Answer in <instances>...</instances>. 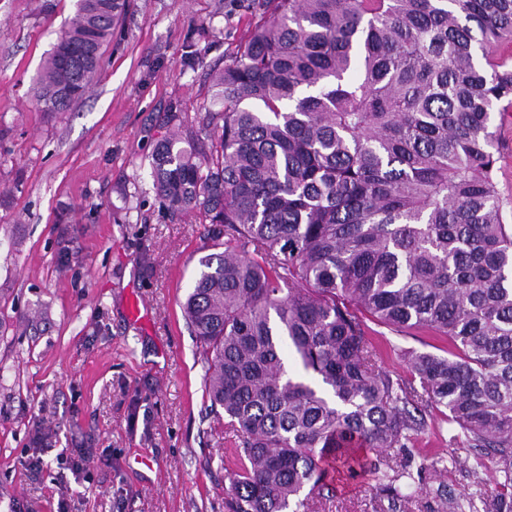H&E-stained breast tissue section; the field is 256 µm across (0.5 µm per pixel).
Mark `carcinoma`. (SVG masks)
I'll list each match as a JSON object with an SVG mask.
<instances>
[{"label":"carcinoma","mask_w":512,"mask_h":512,"mask_svg":"<svg viewBox=\"0 0 512 512\" xmlns=\"http://www.w3.org/2000/svg\"><path fill=\"white\" fill-rule=\"evenodd\" d=\"M212 77L209 149L174 132L153 189L210 224L184 316L235 433L231 512H303L329 472L377 473L404 512L428 408L448 411L512 512V226L490 113L512 108V0H267ZM128 0H75L34 94L66 112L98 78ZM428 330L420 387L373 363L363 317ZM290 350L299 370L283 362Z\"/></svg>","instance_id":"cac0c4a2"}]
</instances>
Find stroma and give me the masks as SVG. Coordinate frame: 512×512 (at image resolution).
Instances as JSON below:
<instances>
[{
    "mask_svg": "<svg viewBox=\"0 0 512 512\" xmlns=\"http://www.w3.org/2000/svg\"><path fill=\"white\" fill-rule=\"evenodd\" d=\"M265 0H130L94 89L50 114L32 86L73 0H0V512H227L233 432L210 409L196 336L180 304L215 246L200 216L173 217L151 154L171 126L204 139L212 76L249 39ZM494 181L512 225V111L491 115ZM377 367L409 379L403 351L428 331L368 322ZM41 421L46 451L34 441ZM408 447L406 512H484L489 472L439 412ZM86 448L80 476L65 459ZM42 454L41 472L25 463ZM458 465H449V458ZM371 474L341 477L314 512H389Z\"/></svg>",
    "mask_w": 512,
    "mask_h": 512,
    "instance_id": "35a3bbf8",
    "label": "stroma"
}]
</instances>
